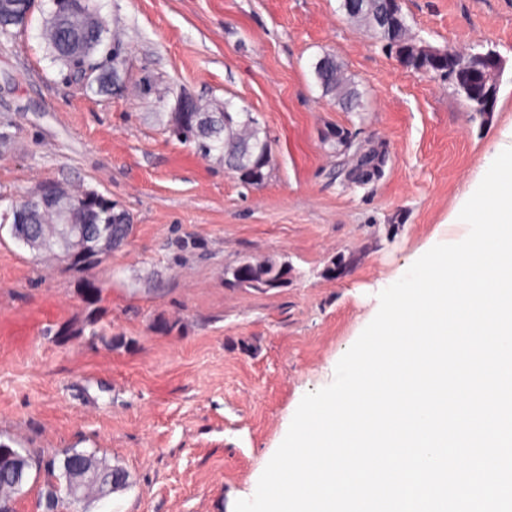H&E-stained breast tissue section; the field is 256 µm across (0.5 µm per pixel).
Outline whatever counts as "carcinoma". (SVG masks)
I'll use <instances>...</instances> for the list:
<instances>
[{
    "label": "carcinoma",
    "instance_id": "cac0c4a2",
    "mask_svg": "<svg viewBox=\"0 0 512 512\" xmlns=\"http://www.w3.org/2000/svg\"><path fill=\"white\" fill-rule=\"evenodd\" d=\"M35 0H6L0 13V24L5 31L21 23H12L24 15H30ZM54 9L43 24V38L56 60L70 69L74 80L98 93L112 90V77L116 62L102 64L94 55L105 45L109 28L97 16L94 0H53ZM391 0H341L340 10L346 18L372 34L386 50L395 55L400 64L413 73L422 75L448 71V59L434 56L423 48L405 21L390 16ZM316 81L324 95L332 97L348 112L361 111L363 94L358 91L344 64L331 55L319 58L313 65ZM454 90L466 102L467 107L488 93L476 75L469 78V88L459 85ZM190 111L175 112L172 127H181L176 133L180 140L196 143L199 153L207 158L215 150L220 151L224 165L232 168L240 180L252 187L266 181L270 170L271 145L265 128L252 113L242 108L236 110L231 102L224 108L211 112L197 100L189 101ZM366 155L359 159L347 156L338 175L352 186H366L380 180L389 160L386 146L369 143ZM70 206L75 210L71 223H64L52 205L31 206L23 199L18 205L28 207L33 219L29 224H14L15 237L26 236L39 245L38 252L65 259L77 267L97 263L101 256L87 257L97 239H110L113 247L122 245L129 236L132 224L128 215L118 216L112 200L99 195L87 200L88 192L65 189ZM61 252H56L55 248ZM287 261L275 258L243 260L224 270L225 282L231 287L280 288V280L291 275ZM78 473L79 492L84 502H99L112 494L118 484L127 481V473L97 452L75 448L45 460L30 448H13L0 443V512H15L13 504L29 483L28 477L43 475L40 506L43 512H52L60 506L58 496L63 482Z\"/></svg>",
    "mask_w": 512,
    "mask_h": 512
}]
</instances>
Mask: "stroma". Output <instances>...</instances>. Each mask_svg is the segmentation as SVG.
Instances as JSON below:
<instances>
[{
    "label": "stroma",
    "instance_id": "1",
    "mask_svg": "<svg viewBox=\"0 0 512 512\" xmlns=\"http://www.w3.org/2000/svg\"><path fill=\"white\" fill-rule=\"evenodd\" d=\"M96 3L120 40L110 93L54 60L41 36L51 0L0 37V214L55 181L103 193L133 224L80 269L0 231V441L47 457L94 450L123 468L125 489L84 512H234L302 397L331 383L374 318L379 283L433 238L464 233L448 218L512 130V0H402L426 43L502 57L485 119L447 78L406 70L340 0ZM327 53L365 111L323 94L313 65ZM182 95L253 112L271 141L263 186L170 137ZM336 128L385 143L381 180L337 179L324 141ZM349 254L350 271L325 276ZM283 257L287 287L224 282L243 259Z\"/></svg>",
    "mask_w": 512,
    "mask_h": 512
}]
</instances>
